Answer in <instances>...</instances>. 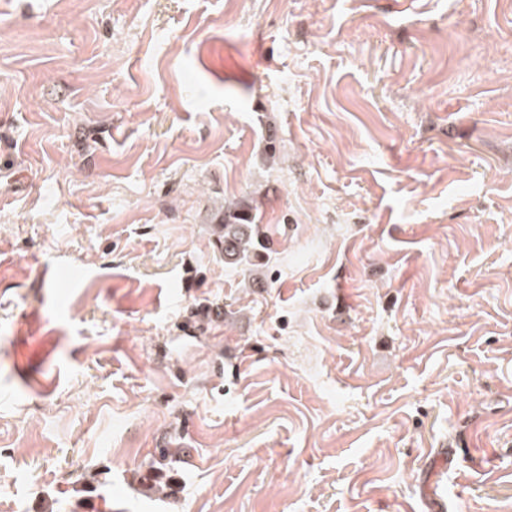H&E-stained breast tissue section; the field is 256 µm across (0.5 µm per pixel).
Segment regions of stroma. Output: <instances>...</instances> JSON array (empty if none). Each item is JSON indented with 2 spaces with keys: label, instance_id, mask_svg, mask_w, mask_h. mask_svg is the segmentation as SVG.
<instances>
[{
  "label": "stroma",
  "instance_id": "1",
  "mask_svg": "<svg viewBox=\"0 0 512 512\" xmlns=\"http://www.w3.org/2000/svg\"><path fill=\"white\" fill-rule=\"evenodd\" d=\"M430 483L512 512V0H0V512ZM254 223L253 207L248 201H240L224 211V224L217 235L216 244L224 253L227 264L252 265L261 257L263 248L259 224Z\"/></svg>",
  "mask_w": 512,
  "mask_h": 512
}]
</instances>
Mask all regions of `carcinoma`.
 I'll list each match as a JSON object with an SVG mask.
<instances>
[{"label":"carcinoma","mask_w":512,"mask_h":512,"mask_svg":"<svg viewBox=\"0 0 512 512\" xmlns=\"http://www.w3.org/2000/svg\"><path fill=\"white\" fill-rule=\"evenodd\" d=\"M216 244L227 264L250 265L261 257L260 225L254 223L253 207L243 200L224 211V224Z\"/></svg>","instance_id":"1"}]
</instances>
